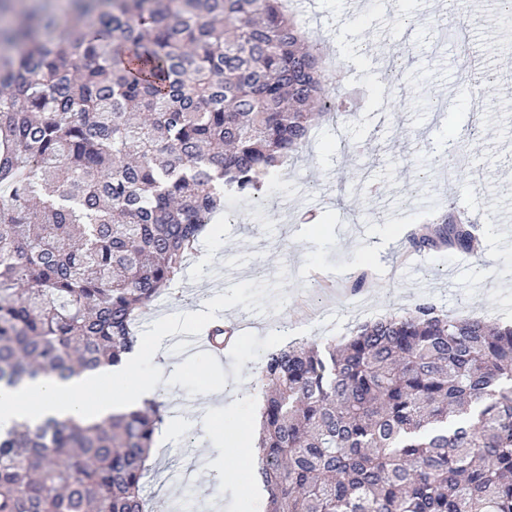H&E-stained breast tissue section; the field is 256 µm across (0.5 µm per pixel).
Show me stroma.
<instances>
[{"mask_svg":"<svg viewBox=\"0 0 512 512\" xmlns=\"http://www.w3.org/2000/svg\"><path fill=\"white\" fill-rule=\"evenodd\" d=\"M475 32L472 55L439 36L436 0H298L297 18L323 57L328 83L362 94L348 121L320 119L309 144L281 167L262 205L234 196L233 222L214 216L221 234L203 236L178 280L137 323L139 336L164 324L168 362L159 372L162 422L143 482L154 512H267V497L246 498L192 480L213 440L199 408L203 385L222 390L227 429L262 408L258 376L264 355L288 342L325 343L361 324L404 314L427 301L439 310L512 325V9L505 0H465ZM401 57L395 88L379 81L382 57ZM477 136H469L471 126ZM458 138L483 169L445 187L447 156L434 147ZM364 146L352 156L351 145ZM353 170L378 186L342 181ZM467 212L482 236L477 255L441 248L414 252L417 226L449 211ZM316 215L313 230L307 215ZM223 296L228 310L200 311ZM226 317L242 341L223 359L187 353L181 338Z\"/></svg>","mask_w":512,"mask_h":512,"instance_id":"stroma-1","label":"stroma"}]
</instances>
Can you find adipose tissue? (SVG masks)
Listing matches in <instances>:
<instances>
[{"label": "adipose tissue", "mask_w": 512, "mask_h": 512, "mask_svg": "<svg viewBox=\"0 0 512 512\" xmlns=\"http://www.w3.org/2000/svg\"><path fill=\"white\" fill-rule=\"evenodd\" d=\"M167 334V327L158 328L135 354L112 370L64 381L41 378L17 389L0 390V428L23 422L33 425L47 417H105L143 405L158 390L156 378L145 372L144 365L157 357Z\"/></svg>", "instance_id": "1"}]
</instances>
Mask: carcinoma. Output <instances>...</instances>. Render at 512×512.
I'll list each match as a JSON object with an SVG mask.
<instances>
[{
  "label": "carcinoma",
  "mask_w": 512,
  "mask_h": 512,
  "mask_svg": "<svg viewBox=\"0 0 512 512\" xmlns=\"http://www.w3.org/2000/svg\"><path fill=\"white\" fill-rule=\"evenodd\" d=\"M361 104L280 0H35L0 25V387L120 364L224 191ZM448 218L412 247L477 254ZM259 382L269 512H512V327L421 302L272 350ZM159 407L0 431V512H148Z\"/></svg>",
  "instance_id": "cac0c4a2"
}]
</instances>
